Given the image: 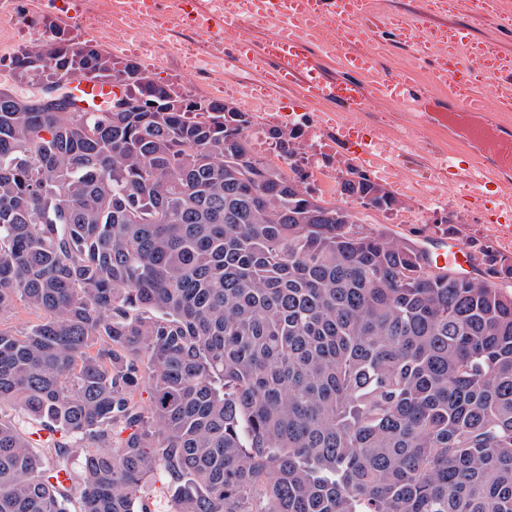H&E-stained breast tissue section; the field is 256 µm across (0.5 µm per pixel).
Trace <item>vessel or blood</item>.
I'll return each instance as SVG.
<instances>
[{"label":"vessel or blood","mask_w":512,"mask_h":512,"mask_svg":"<svg viewBox=\"0 0 512 512\" xmlns=\"http://www.w3.org/2000/svg\"><path fill=\"white\" fill-rule=\"evenodd\" d=\"M375 0H224L215 8L212 0H169V15L177 20L191 19L194 25L211 31L239 20L248 27L269 28L274 37L259 53L260 59L274 66L278 87H299L315 100L339 108L341 125L352 115L365 111L369 102L387 99L412 112L422 123L439 126L463 125L469 143L495 156L502 167H512V139L505 137L497 123L481 118L487 104L482 86L486 79L512 69V59L472 40L467 29L444 32L448 52L440 57L434 72L438 83L448 89L454 112L428 110V98L404 76L386 73L376 63V53L368 46L361 21L371 14ZM480 14L500 25H512V11L502 0H474ZM336 60L349 71L346 79L329 77L323 59ZM82 102L94 104L110 98L111 82L91 80L79 89ZM443 172L473 177L480 169L461 152L442 160ZM441 267L459 271L469 268L467 251L460 243L438 252Z\"/></svg>","instance_id":"b4317fda"}]
</instances>
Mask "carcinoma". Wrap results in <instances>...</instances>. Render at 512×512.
Masks as SVG:
<instances>
[{
    "label": "carcinoma",
    "instance_id": "1",
    "mask_svg": "<svg viewBox=\"0 0 512 512\" xmlns=\"http://www.w3.org/2000/svg\"><path fill=\"white\" fill-rule=\"evenodd\" d=\"M43 26L0 65L121 79L146 112H31L0 91V512H512V256L472 276L305 187L295 129L154 82ZM336 192L397 199L339 163ZM149 407L137 400L142 384ZM41 317L42 313L40 311L32 309L24 302L17 300L10 309L0 314V329L23 333L37 324ZM149 501L152 512H168L171 510L169 503V494L166 488V479L161 472H157L153 477V482L148 488Z\"/></svg>",
    "mask_w": 512,
    "mask_h": 512
}]
</instances>
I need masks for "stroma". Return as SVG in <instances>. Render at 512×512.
Segmentation results:
<instances>
[{
	"label": "stroma",
	"mask_w": 512,
	"mask_h": 512,
	"mask_svg": "<svg viewBox=\"0 0 512 512\" xmlns=\"http://www.w3.org/2000/svg\"><path fill=\"white\" fill-rule=\"evenodd\" d=\"M92 0H30L26 14L0 13V32L13 35L16 45L28 44L35 38L37 25L53 21L66 28L70 38L77 42L91 41L104 44L99 30L86 25L73 24L71 12L77 6H90ZM396 15L407 22L421 24L432 33H442L446 27L458 26L469 30L471 36L493 50L512 55V27L497 25L472 9L468 0H459L450 12H439L429 7V0H380L376 14L366 18V25L375 34L374 46L379 67L389 73H400L428 95L431 109L435 112H451L447 95L434 80L432 57L439 54V47H430L421 53L414 45L405 43L389 34L382 24L384 16ZM269 37L265 31H248L242 26L226 27L220 39L227 55L224 59V91L216 93L210 74L198 72L185 74L181 57L173 54L160 55L150 71L156 82L177 85L181 91L196 98L233 104L240 109L260 114L254 130L263 134L272 126H291L300 130L305 146L302 166L311 174L310 188H317L321 176L337 178L338 161L356 162L357 156L334 127L336 110L326 105L313 104L293 89L279 91L272 88L271 64H243L240 56L250 48L260 47ZM355 131L360 135H372L403 141L401 153L395 155L396 172L393 178L384 179L381 169L367 165L372 179L383 181L402 203L392 211H369L364 219L374 226H384L407 238L420 237L439 243L447 239L448 226L445 217H454L463 235L477 238L494 245L506 254H512V240L501 239L493 224L498 207L497 182H512V171L500 170L494 159L468 148L459 130L422 124L411 113L393 103L375 101L369 112L354 119ZM469 149L472 158L487 169L492 183L484 190L480 205L468 203L469 189L464 179L444 178L434 169L435 157L450 150Z\"/></svg>",
	"instance_id": "35a3bbf8"
}]
</instances>
